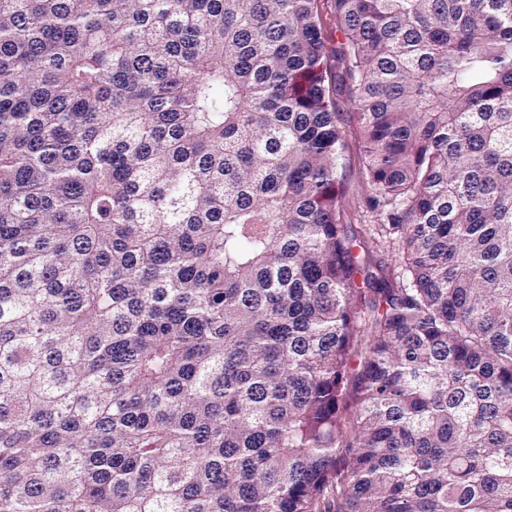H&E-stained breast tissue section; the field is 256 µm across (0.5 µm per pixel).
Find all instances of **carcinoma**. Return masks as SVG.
I'll list each match as a JSON object with an SVG mask.
<instances>
[{
	"instance_id": "obj_1",
	"label": "carcinoma",
	"mask_w": 512,
	"mask_h": 512,
	"mask_svg": "<svg viewBox=\"0 0 512 512\" xmlns=\"http://www.w3.org/2000/svg\"><path fill=\"white\" fill-rule=\"evenodd\" d=\"M332 7L0 0V512H512V0ZM339 112L342 113L341 121L342 126L345 127V131L350 145V156H349V167L347 171L348 185L350 192L351 201V221L352 224H377L376 218L365 211L358 209L357 197L363 190L362 181V161L358 150L359 136L355 122L352 120V114L348 106L346 105L345 99L340 97L339 99ZM353 201V204H352ZM356 205V206H355Z\"/></svg>"
}]
</instances>
